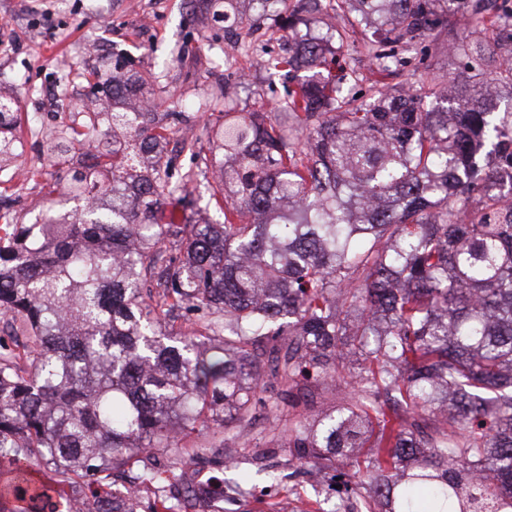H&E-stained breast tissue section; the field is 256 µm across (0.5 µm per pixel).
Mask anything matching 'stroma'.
<instances>
[{
	"instance_id": "1",
	"label": "stroma",
	"mask_w": 512,
	"mask_h": 512,
	"mask_svg": "<svg viewBox=\"0 0 512 512\" xmlns=\"http://www.w3.org/2000/svg\"><path fill=\"white\" fill-rule=\"evenodd\" d=\"M224 11L229 26L207 29L189 0H0V81L14 87L26 125L50 129L66 120L59 96L79 99L86 71L98 61L121 53L136 69L154 72L158 100L179 103L188 115L172 127L168 154L177 169L200 173L189 187L193 219L212 222V155L206 149L190 155L181 141L187 132L203 138L204 124L221 114L194 117L191 106L220 88L222 104L238 112L271 103L255 48L278 46L282 36L270 20L246 33L244 22L254 12L250 0H233Z\"/></svg>"
}]
</instances>
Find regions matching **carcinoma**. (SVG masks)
I'll return each mask as SVG.
<instances>
[{
  "label": "carcinoma",
  "instance_id": "carcinoma-1",
  "mask_svg": "<svg viewBox=\"0 0 512 512\" xmlns=\"http://www.w3.org/2000/svg\"><path fill=\"white\" fill-rule=\"evenodd\" d=\"M192 2L201 23L224 20L223 0ZM252 3L288 51L263 60L282 79L273 111L207 132L223 222L179 216L195 173L168 156L153 75L118 55L42 134L48 161L84 149L88 172L30 167L47 201L32 224L0 204V310L25 337L0 351V505L56 512L68 486L96 512H173L177 484L225 502L153 465L220 448L218 469L266 474L271 512L318 477L347 487L335 512H512V10ZM303 12L335 21L341 47L360 24L388 76L427 42L464 66L364 99L299 37ZM21 130L0 94V198ZM260 420L268 440L248 456L238 439Z\"/></svg>",
  "mask_w": 512,
  "mask_h": 512
}]
</instances>
